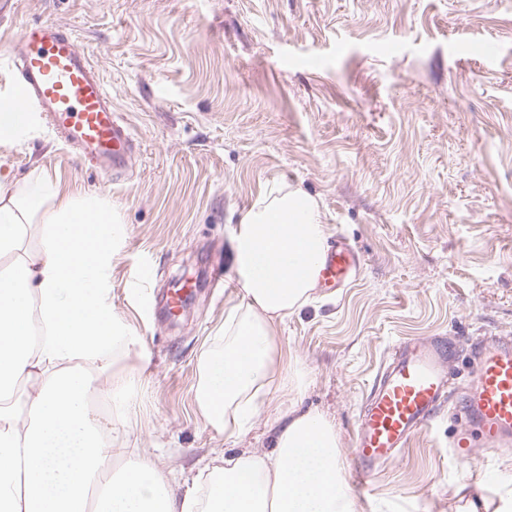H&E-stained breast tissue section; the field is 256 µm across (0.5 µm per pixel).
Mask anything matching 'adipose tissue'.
<instances>
[{
    "instance_id": "adipose-tissue-1",
    "label": "adipose tissue",
    "mask_w": 512,
    "mask_h": 512,
    "mask_svg": "<svg viewBox=\"0 0 512 512\" xmlns=\"http://www.w3.org/2000/svg\"><path fill=\"white\" fill-rule=\"evenodd\" d=\"M0 97V145L22 144L40 117ZM34 247H27V235ZM127 230L110 201L65 194L37 173L0 178V512H363L336 427L291 409L272 451L221 458L183 492L161 458L116 467L151 355L112 312V257ZM327 232L316 199L280 185L233 232L237 299L197 356L196 408L240 437L262 401L300 395L275 326L308 302ZM110 407L99 418L88 401Z\"/></svg>"
}]
</instances>
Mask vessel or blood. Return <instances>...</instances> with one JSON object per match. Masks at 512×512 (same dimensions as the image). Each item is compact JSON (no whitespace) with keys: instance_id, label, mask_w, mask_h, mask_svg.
Returning <instances> with one entry per match:
<instances>
[{"instance_id":"vessel-or-blood-1","label":"vessel or blood","mask_w":512,"mask_h":512,"mask_svg":"<svg viewBox=\"0 0 512 512\" xmlns=\"http://www.w3.org/2000/svg\"><path fill=\"white\" fill-rule=\"evenodd\" d=\"M16 98L36 105L50 127L103 172L121 170L131 130L112 110V98L74 37L51 21L27 26L13 59ZM361 265L344 239L326 249L315 271L319 287L332 291L351 283ZM453 343L444 338L399 344L378 375L359 416L352 455L354 480L365 487L380 461L395 458L441 409L475 427L483 445L512 447V340L488 337L471 351L472 369L461 400L449 403Z\"/></svg>"}]
</instances>
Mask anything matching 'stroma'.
<instances>
[{
	"label": "stroma",
	"instance_id": "obj_1",
	"mask_svg": "<svg viewBox=\"0 0 512 512\" xmlns=\"http://www.w3.org/2000/svg\"><path fill=\"white\" fill-rule=\"evenodd\" d=\"M42 20L76 38L132 129L112 176L46 125L0 146V177L36 171L98 193L127 229L112 311L144 340L151 375L119 464L161 455L181 482L270 450L289 400L228 439L202 421L193 387L235 298L233 230L276 185L315 197L329 237L361 253L354 282L315 290L277 336L306 374L299 408L334 423L343 453L396 344L448 337L460 377L478 338L512 339V0H16L0 12V95L22 29ZM145 264L154 284L129 287ZM185 274L196 300L173 318L164 293ZM461 429L440 411L378 466L359 495L369 512H448L458 487L482 492L478 468L512 488V449L475 445L461 464Z\"/></svg>",
	"mask_w": 512,
	"mask_h": 512
}]
</instances>
